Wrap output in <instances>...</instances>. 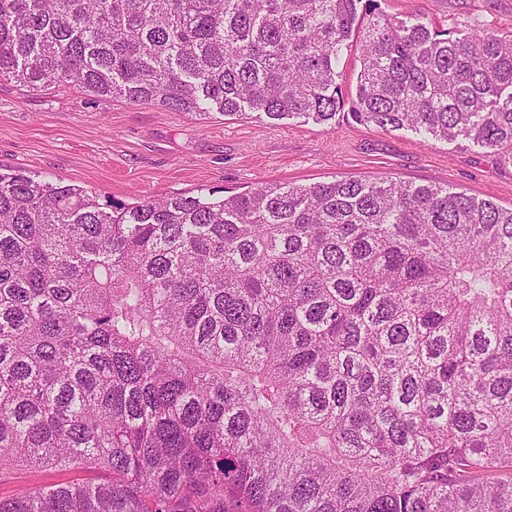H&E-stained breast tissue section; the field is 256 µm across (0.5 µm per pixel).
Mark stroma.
Listing matches in <instances>:
<instances>
[{
    "label": "stroma",
    "mask_w": 512,
    "mask_h": 512,
    "mask_svg": "<svg viewBox=\"0 0 512 512\" xmlns=\"http://www.w3.org/2000/svg\"><path fill=\"white\" fill-rule=\"evenodd\" d=\"M380 2L387 14L415 22L512 32V0ZM15 170L128 202L207 188L236 193L262 182L391 177L512 208V166L480 148L420 142L405 128L382 130L341 114L332 124L200 116L70 86L0 81V171Z\"/></svg>",
    "instance_id": "35a3bbf8"
}]
</instances>
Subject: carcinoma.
Returning a JSON list of instances; mask_svg holds the SVG:
<instances>
[{
    "label": "carcinoma",
    "mask_w": 512,
    "mask_h": 512,
    "mask_svg": "<svg viewBox=\"0 0 512 512\" xmlns=\"http://www.w3.org/2000/svg\"><path fill=\"white\" fill-rule=\"evenodd\" d=\"M356 52L355 90L342 60ZM512 165V35L380 0H0V80ZM0 512H512V209L392 178L126 203L0 174ZM73 476L74 474L55 471L14 473L15 478H7L1 482L0 496L10 495L18 486L66 482Z\"/></svg>",
    "instance_id": "cac0c4a2"
}]
</instances>
